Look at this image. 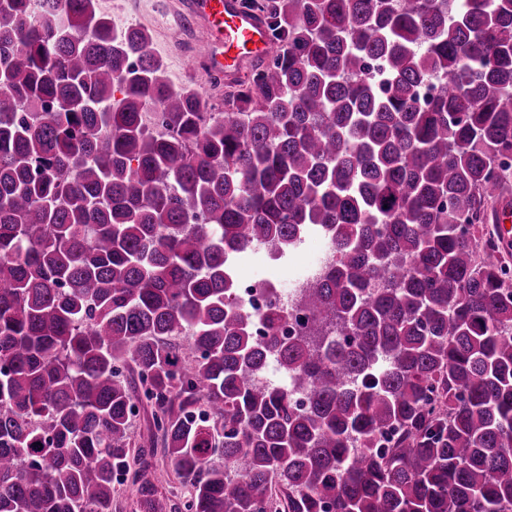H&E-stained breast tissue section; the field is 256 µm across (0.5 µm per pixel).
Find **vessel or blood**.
Returning <instances> with one entry per match:
<instances>
[{
  "label": "vessel or blood",
  "instance_id": "1",
  "mask_svg": "<svg viewBox=\"0 0 512 512\" xmlns=\"http://www.w3.org/2000/svg\"><path fill=\"white\" fill-rule=\"evenodd\" d=\"M189 12L207 31L203 56L211 73L232 78L244 63L268 58V23L242 0H191Z\"/></svg>",
  "mask_w": 512,
  "mask_h": 512
}]
</instances>
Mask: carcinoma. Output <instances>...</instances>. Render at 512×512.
I'll list each match as a JSON object with an SVG mask.
<instances>
[{
  "label": "carcinoma",
  "mask_w": 512,
  "mask_h": 512,
  "mask_svg": "<svg viewBox=\"0 0 512 512\" xmlns=\"http://www.w3.org/2000/svg\"><path fill=\"white\" fill-rule=\"evenodd\" d=\"M247 2L213 112L96 0H0V512H512V0ZM312 233L258 333L230 258Z\"/></svg>",
  "instance_id": "carcinoma-1"
}]
</instances>
